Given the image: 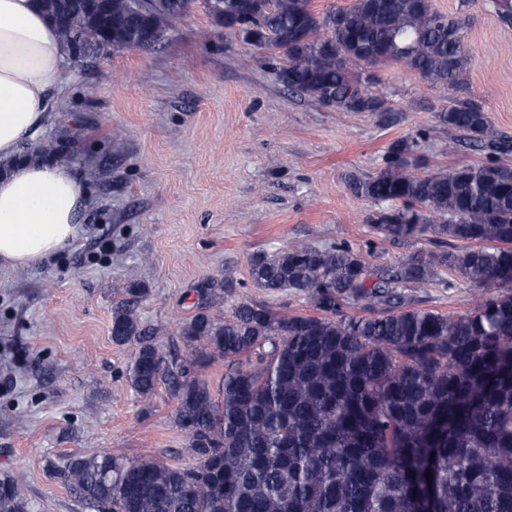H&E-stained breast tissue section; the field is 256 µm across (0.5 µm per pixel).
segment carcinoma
<instances>
[{"label":"carcinoma","mask_w":512,"mask_h":512,"mask_svg":"<svg viewBox=\"0 0 512 512\" xmlns=\"http://www.w3.org/2000/svg\"><path fill=\"white\" fill-rule=\"evenodd\" d=\"M195 0H101L112 20V51L159 47L169 24ZM219 25L270 50L289 91L343 112H386L365 89L397 62L443 89L463 88L465 16L431 0H354L315 11L312 0H203ZM101 18L73 9L60 31L97 39ZM440 124L494 153L484 105L463 96ZM414 144L392 143L387 167L358 185L365 197L402 203L371 218L376 235L411 245L426 233L448 249L413 252L379 268L348 247L297 242L251 260L255 287L305 296L314 315L240 303L213 312L233 278L211 277L182 322L202 367L227 364L218 390L174 360L160 332L143 325L138 284L112 309V341L135 345L131 387L149 400L165 386L175 420L200 459L181 468L110 453L75 456L58 478L97 512H512V166L492 163L415 174ZM448 270L494 288L461 314L416 306L405 293ZM359 307L355 314L353 307ZM432 479H427V476ZM0 512H27L15 480L0 478Z\"/></svg>","instance_id":"1"}]
</instances>
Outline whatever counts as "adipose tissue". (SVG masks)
Segmentation results:
<instances>
[{"mask_svg": "<svg viewBox=\"0 0 512 512\" xmlns=\"http://www.w3.org/2000/svg\"><path fill=\"white\" fill-rule=\"evenodd\" d=\"M66 55L41 0H0V267H31L84 233L82 175L49 155L17 157L47 118Z\"/></svg>", "mask_w": 512, "mask_h": 512, "instance_id": "adipose-tissue-1", "label": "adipose tissue"}]
</instances>
